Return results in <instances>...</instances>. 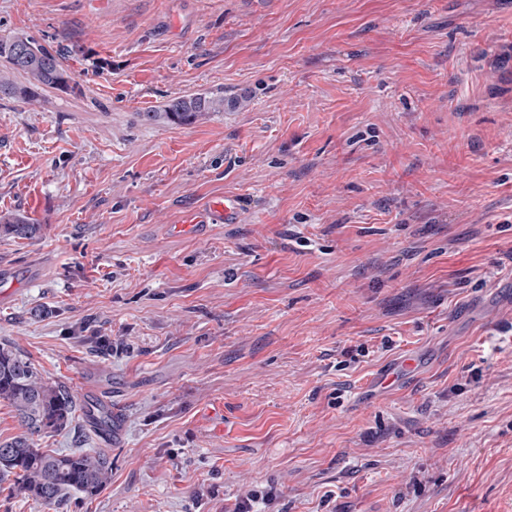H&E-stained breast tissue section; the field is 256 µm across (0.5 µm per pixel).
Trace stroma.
<instances>
[{
	"label": "stroma",
	"instance_id": "obj_1",
	"mask_svg": "<svg viewBox=\"0 0 512 512\" xmlns=\"http://www.w3.org/2000/svg\"><path fill=\"white\" fill-rule=\"evenodd\" d=\"M28 36L81 88L0 58V218L42 227L0 342L122 428L39 439L112 460L59 512H512V0H0ZM196 95L238 105L162 117ZM243 200L234 195L224 196V202L205 207L199 212L194 224H236L240 211L243 209Z\"/></svg>",
	"mask_w": 512,
	"mask_h": 512
}]
</instances>
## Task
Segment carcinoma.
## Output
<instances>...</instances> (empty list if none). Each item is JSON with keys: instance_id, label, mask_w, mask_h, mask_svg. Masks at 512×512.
<instances>
[{"instance_id": "carcinoma-1", "label": "carcinoma", "mask_w": 512, "mask_h": 512, "mask_svg": "<svg viewBox=\"0 0 512 512\" xmlns=\"http://www.w3.org/2000/svg\"><path fill=\"white\" fill-rule=\"evenodd\" d=\"M0 57L7 59L13 70L35 78L46 88H74L73 78L58 56L35 38L0 39ZM212 105L207 98H178L170 101L164 115L172 122L188 123ZM40 233L41 225L25 216L0 225V234L13 239L32 240ZM0 400L14 408L25 427L22 435L0 441V482L12 478L18 494L48 508L71 493L85 498L101 493L112 473L108 455L93 449L48 453L37 447L36 438L62 431L75 417L73 395L64 384L44 380L28 357L4 344H0ZM84 416L100 434L112 427L110 406L87 402Z\"/></svg>"}]
</instances>
